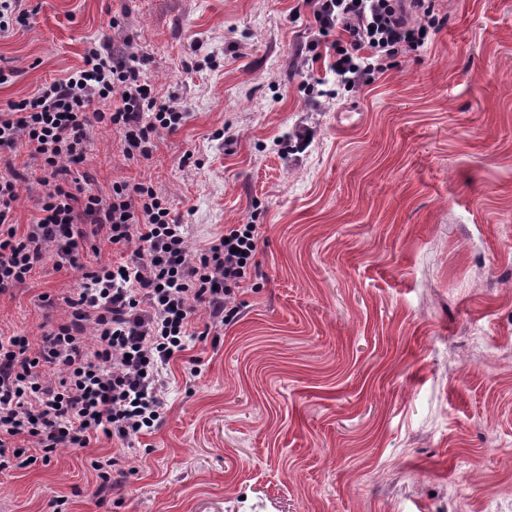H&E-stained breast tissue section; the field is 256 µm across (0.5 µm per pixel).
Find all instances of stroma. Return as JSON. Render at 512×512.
I'll return each mask as SVG.
<instances>
[{
    "instance_id": "35a3bbf8",
    "label": "stroma",
    "mask_w": 512,
    "mask_h": 512,
    "mask_svg": "<svg viewBox=\"0 0 512 512\" xmlns=\"http://www.w3.org/2000/svg\"><path fill=\"white\" fill-rule=\"evenodd\" d=\"M23 6L0 104L89 42L137 53L187 117L147 160L93 127V188L152 183L195 247L228 224L262 238L236 319L168 367L157 429L0 476V512H512V0H436L445 26L352 91L312 62L306 0ZM10 168L22 233L42 173L20 149ZM80 278L48 265L0 294V332L39 340L64 315L43 295ZM121 460L117 456H102L91 462L92 468L97 472L100 484L105 485L118 480L123 473Z\"/></svg>"
}]
</instances>
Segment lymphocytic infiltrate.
<instances>
[{"label": "lymphocytic infiltrate", "instance_id": "lymphocytic-infiltrate-1", "mask_svg": "<svg viewBox=\"0 0 512 512\" xmlns=\"http://www.w3.org/2000/svg\"><path fill=\"white\" fill-rule=\"evenodd\" d=\"M330 68L348 88L370 85L388 58L418 51L445 24L434 0H309ZM186 117L159 104L134 54L87 48L84 66L0 107V149H24L44 170L39 215L17 233L14 173H0V294L46 262L79 266L89 236H103L124 261L83 270L62 301L63 318L32 342L0 333V473L26 467L18 438L44 458L86 448L98 436L134 447L161 420L162 371L188 351L197 306L208 325L237 315L229 300L257 270L260 228L228 224L190 248L181 224L152 184L116 181L110 197L83 186L72 169L87 161L90 130L122 131L126 155L150 157L159 130Z\"/></svg>", "mask_w": 512, "mask_h": 512}]
</instances>
